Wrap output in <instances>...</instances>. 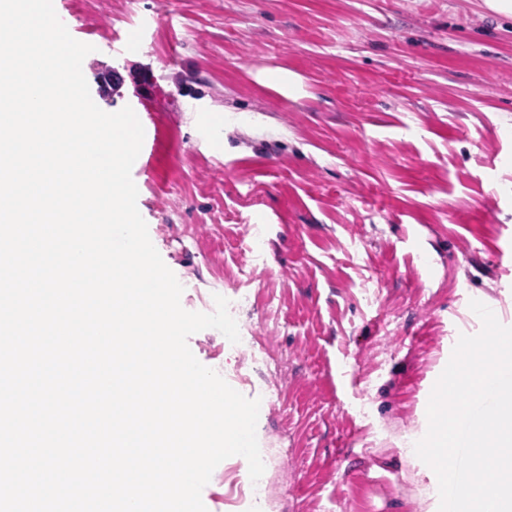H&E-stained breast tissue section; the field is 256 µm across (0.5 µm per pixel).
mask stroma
Wrapping results in <instances>:
<instances>
[{
  "instance_id": "obj_1",
  "label": "stroma",
  "mask_w": 512,
  "mask_h": 512,
  "mask_svg": "<svg viewBox=\"0 0 512 512\" xmlns=\"http://www.w3.org/2000/svg\"><path fill=\"white\" fill-rule=\"evenodd\" d=\"M480 0H53L95 104L166 138L137 208L248 398L264 512H436L406 451L478 300L512 326V17ZM299 77L289 97L263 81Z\"/></svg>"
}]
</instances>
